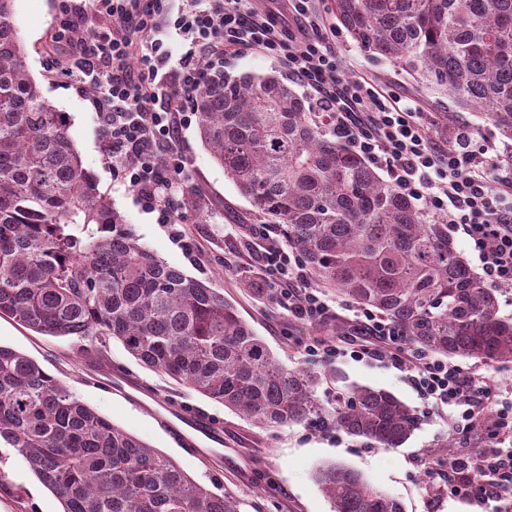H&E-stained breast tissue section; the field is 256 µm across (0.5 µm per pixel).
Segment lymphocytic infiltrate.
Instances as JSON below:
<instances>
[{
  "instance_id": "1",
  "label": "lymphocytic infiltrate",
  "mask_w": 512,
  "mask_h": 512,
  "mask_svg": "<svg viewBox=\"0 0 512 512\" xmlns=\"http://www.w3.org/2000/svg\"><path fill=\"white\" fill-rule=\"evenodd\" d=\"M55 35L70 51L63 72L77 89L94 88V109L112 145V170L167 224L178 221L174 197L186 187L189 159L184 114L206 66L258 53L279 61L314 92L332 129L403 194L449 227L462 230L484 281L512 285V167L488 147L437 143L417 104L363 77H337L336 29L315 0H60ZM256 259L272 301L295 320L316 325L331 307L300 258L268 240L263 225ZM367 339L341 346L305 345L307 354L388 361L407 369L428 408L450 409L452 430L487 426L491 444L448 461V491L487 512H512V379L463 370L407 350L390 322L367 311Z\"/></svg>"
}]
</instances>
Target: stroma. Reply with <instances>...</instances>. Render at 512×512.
<instances>
[{"instance_id": "35a3bbf8", "label": "stroma", "mask_w": 512, "mask_h": 512, "mask_svg": "<svg viewBox=\"0 0 512 512\" xmlns=\"http://www.w3.org/2000/svg\"><path fill=\"white\" fill-rule=\"evenodd\" d=\"M57 0H16V23L26 45V65L50 105L68 113L69 134L85 168L98 180L128 227L150 251L188 275L209 281L237 306L241 316L287 368L334 372L318 389L323 400L336 391L360 384L391 391L418 409L421 424L397 448H380L317 422L266 427L189 391L131 357L110 342L104 364L88 353L91 339L41 336L8 317L0 318V345L25 353L88 404L126 431L175 460L192 478L219 493L233 495L240 512H331V504L312 473L322 462H338L360 472L370 485L397 498L404 512H483L472 499L448 492L447 464L433 465L429 452L453 441L456 455L482 447L485 431L455 435L447 413L425 409L401 372L378 362L349 358L326 360L307 355L302 345L327 337L351 342L360 324L361 308L332 297L327 320L309 327L272 305L255 286L265 272L249 259V248L224 233L225 226L245 231L251 206L228 180L203 146L196 122H187L183 139L190 158L187 186L192 194L179 206L177 226L160 223L137 195L112 173V152L92 105L93 91L82 92L68 82L49 44L55 32ZM338 76L363 74L417 102L426 111L430 134L443 140L448 99L418 84L400 65L373 58L347 35L336 41ZM238 253V266L228 270L224 258ZM195 410L219 426L221 443L200 442L188 449L170 426L177 411ZM0 471L12 484L0 492V512H61L54 495L28 468L16 449L0 447Z\"/></svg>"}]
</instances>
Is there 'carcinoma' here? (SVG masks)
Here are the masks:
<instances>
[{"mask_svg": "<svg viewBox=\"0 0 512 512\" xmlns=\"http://www.w3.org/2000/svg\"><path fill=\"white\" fill-rule=\"evenodd\" d=\"M16 0H0V317L53 337L116 340L134 359L266 425L327 424L398 448L420 423L393 393L353 385L323 404L325 375L281 366L224 293L159 259L124 227L28 73ZM361 48L475 108L512 161V0H332ZM198 133L255 216L280 228L317 285L390 321L424 353L512 362V318L448 225L336 139L273 73L210 70ZM95 232L84 237L89 225ZM0 444L63 512H240L172 458L102 416L28 355L0 346ZM332 512H404L336 463L314 470Z\"/></svg>", "mask_w": 512, "mask_h": 512, "instance_id": "obj_1", "label": "carcinoma"}]
</instances>
